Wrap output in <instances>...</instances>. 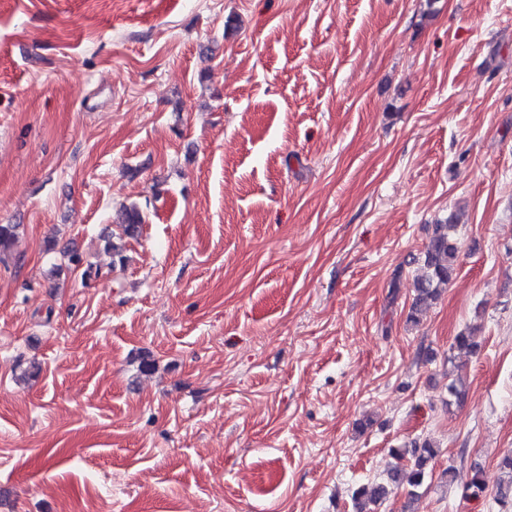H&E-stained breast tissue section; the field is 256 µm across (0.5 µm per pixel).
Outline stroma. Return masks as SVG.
<instances>
[{"label":"stroma","instance_id":"stroma-1","mask_svg":"<svg viewBox=\"0 0 512 512\" xmlns=\"http://www.w3.org/2000/svg\"><path fill=\"white\" fill-rule=\"evenodd\" d=\"M0 224V512H354L425 438L377 512H497L512 0H0ZM116 223L122 229L124 235L133 237L143 224V215L137 206L131 205L123 208L117 214ZM457 217L453 213L444 221L433 224L432 235L423 253L424 273L415 284V297L410 318L416 321V314L428 308L439 295L440 288L447 285L454 273L458 260L455 234ZM437 454L436 446L427 439L415 440L410 443L409 448L392 449V455L399 460L409 456L410 469L396 466L387 471V478L384 481L357 487L352 493L355 512H374V508L368 506L379 505L386 498L389 486L394 484L406 482L410 487L409 497H417L418 490L423 487L429 477V465Z\"/></svg>","mask_w":512,"mask_h":512}]
</instances>
